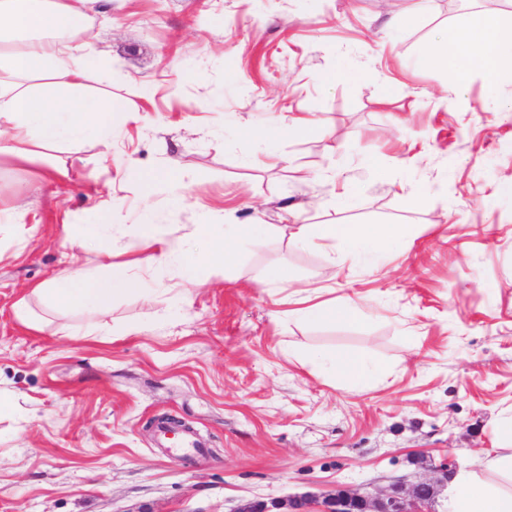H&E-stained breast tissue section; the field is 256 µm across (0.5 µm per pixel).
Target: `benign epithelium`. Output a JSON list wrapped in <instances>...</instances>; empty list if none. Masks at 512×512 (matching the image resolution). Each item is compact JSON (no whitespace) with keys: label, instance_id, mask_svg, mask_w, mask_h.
Instances as JSON below:
<instances>
[{"label":"benign epithelium","instance_id":"benign-epithelium-1","mask_svg":"<svg viewBox=\"0 0 512 512\" xmlns=\"http://www.w3.org/2000/svg\"><path fill=\"white\" fill-rule=\"evenodd\" d=\"M456 470L455 463L443 461L434 466L438 477L406 486L397 481L380 493L337 492L322 498L303 494L286 500L271 498L239 505L234 512H420L422 505L433 502Z\"/></svg>","mask_w":512,"mask_h":512}]
</instances>
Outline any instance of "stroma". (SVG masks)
<instances>
[{
	"label": "stroma",
	"mask_w": 512,
	"mask_h": 512,
	"mask_svg": "<svg viewBox=\"0 0 512 512\" xmlns=\"http://www.w3.org/2000/svg\"><path fill=\"white\" fill-rule=\"evenodd\" d=\"M503 0H89L105 68L90 86L136 112L111 148L67 156L66 179L0 165V512H235L255 499L382 492L434 478L496 448L512 414V112L480 73L454 78L419 55L436 29ZM354 71L329 87L323 74ZM276 156L238 136L289 115ZM386 169L378 177L375 166ZM178 175L184 199L153 197L168 236L211 217L255 230L232 268L201 271L182 303L184 271L137 267L145 173ZM112 212L115 274L149 297L93 315L53 312L31 329L13 306L67 262L70 225ZM425 192L419 205L411 195ZM299 224H399L402 249L349 260L325 280L326 253L290 240ZM344 305L345 322H301L304 289ZM354 352L378 374L348 387L290 353ZM172 418L206 447H157Z\"/></svg>",
	"instance_id": "stroma-1"
}]
</instances>
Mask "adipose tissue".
<instances>
[{"mask_svg": "<svg viewBox=\"0 0 512 512\" xmlns=\"http://www.w3.org/2000/svg\"><path fill=\"white\" fill-rule=\"evenodd\" d=\"M87 0H0V163L50 166L54 176L68 177L61 151L96 143L112 144L122 104L88 91L86 82L99 69L91 44L93 29ZM421 61L454 74L452 90L464 96L467 78L477 70L490 90L512 79V11L503 15H470L447 34L436 30ZM119 198L105 195L97 211L100 223L83 225L75 246L111 256L112 211ZM250 226L228 224L223 237H210L198 264L232 265ZM140 246L149 248L148 262L184 264L188 237L163 239L151 224L139 229ZM297 244L328 248L326 275L361 255H384L397 248L402 230L395 224H302L293 234ZM131 276H114L88 268H65L35 284L15 305L16 316L30 327L43 319L32 307L87 312L108 310L121 295L139 292ZM313 364L346 385L366 384L376 371L366 356L317 352ZM502 448L463 465L448 484L442 512H512V418L500 425Z\"/></svg>", "mask_w": 512, "mask_h": 512, "instance_id": "1", "label": "adipose tissue"}]
</instances>
